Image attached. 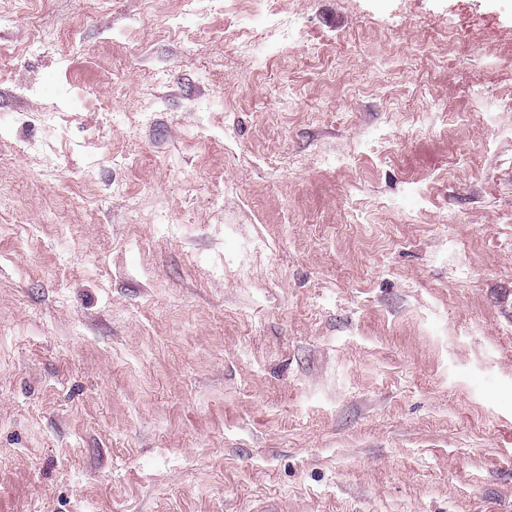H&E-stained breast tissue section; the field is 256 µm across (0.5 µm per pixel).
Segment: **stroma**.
<instances>
[{"label":"stroma","mask_w":512,"mask_h":512,"mask_svg":"<svg viewBox=\"0 0 512 512\" xmlns=\"http://www.w3.org/2000/svg\"><path fill=\"white\" fill-rule=\"evenodd\" d=\"M0 111V512H512V0H0Z\"/></svg>","instance_id":"35a3bbf8"}]
</instances>
